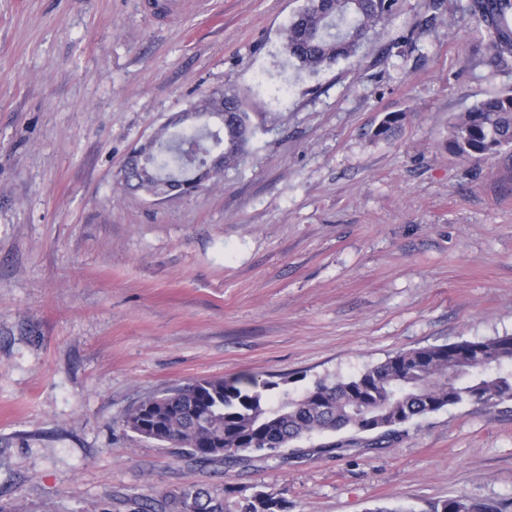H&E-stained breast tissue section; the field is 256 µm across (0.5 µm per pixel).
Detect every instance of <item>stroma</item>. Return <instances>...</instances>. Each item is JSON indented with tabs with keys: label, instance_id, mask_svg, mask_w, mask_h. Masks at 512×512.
Masks as SVG:
<instances>
[{
	"label": "stroma",
	"instance_id": "stroma-1",
	"mask_svg": "<svg viewBox=\"0 0 512 512\" xmlns=\"http://www.w3.org/2000/svg\"><path fill=\"white\" fill-rule=\"evenodd\" d=\"M467 3L398 0L357 57L312 74L281 47L303 0H0V512H133L191 484L283 490L293 512L459 495L512 512L503 405L234 467L123 425L196 379L296 395L512 335V153L448 151L456 116L512 90ZM215 90L250 116L239 165L192 194L127 189L131 151ZM390 113L397 133L374 137Z\"/></svg>",
	"mask_w": 512,
	"mask_h": 512
}]
</instances>
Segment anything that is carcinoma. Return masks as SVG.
Listing matches in <instances>:
<instances>
[{"mask_svg":"<svg viewBox=\"0 0 512 512\" xmlns=\"http://www.w3.org/2000/svg\"><path fill=\"white\" fill-rule=\"evenodd\" d=\"M397 0H304L282 34L285 54L297 67L316 73L358 52L394 15ZM468 13L500 65L512 58V0H470ZM191 112H222L224 123L199 129L164 126L147 164L157 179L178 187L191 181L211 155L224 150V167L239 164L252 135L249 115L234 95L212 93ZM401 116L386 115L374 136L390 137ZM512 147V93L489 97L451 124L448 150L456 155L492 156ZM480 347L485 360L467 369L456 362L463 351ZM249 376L204 378L154 394L130 409L124 426L177 448L199 461L244 464L275 458L315 433L350 431L372 436L380 448L404 425L450 406L474 403L489 408L512 402V335L400 351L348 379L319 380L293 396L280 385ZM176 512H288L280 493L246 495L226 487L217 492L197 485L173 497ZM429 512H502L494 505L461 496L438 500Z\"/></svg>","mask_w":512,"mask_h":512,"instance_id":"cac0c4a2","label":"carcinoma"}]
</instances>
